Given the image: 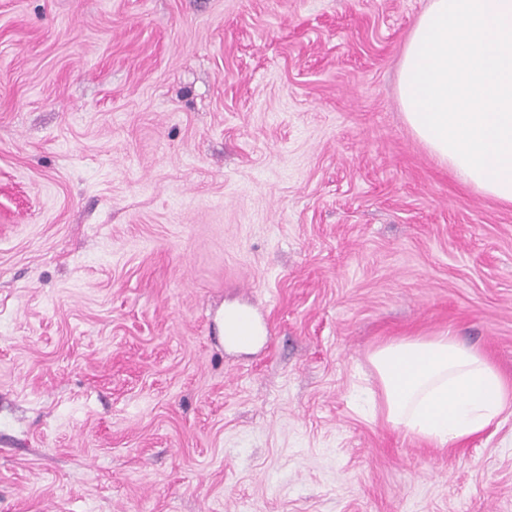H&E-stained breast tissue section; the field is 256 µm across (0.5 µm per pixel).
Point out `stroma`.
<instances>
[{"mask_svg": "<svg viewBox=\"0 0 512 512\" xmlns=\"http://www.w3.org/2000/svg\"><path fill=\"white\" fill-rule=\"evenodd\" d=\"M428 4L0 0V512H512V413L360 406L394 336L512 379V206L397 96ZM235 312H244L248 314L253 319L254 331L252 332L250 329L247 332H241L239 330V323L242 319H248L245 316H241L240 318H231L230 316ZM218 324L221 332L222 339L230 345L232 348L236 349H248L255 345H257L263 336V329L259 322L255 319V317L246 309H230L224 313L219 314L218 316ZM228 336H234L235 341L230 343V340L227 338Z\"/></svg>", "mask_w": 512, "mask_h": 512, "instance_id": "stroma-1", "label": "stroma"}]
</instances>
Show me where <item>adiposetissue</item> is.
<instances>
[{
  "label": "adipose tissue",
  "mask_w": 512,
  "mask_h": 512,
  "mask_svg": "<svg viewBox=\"0 0 512 512\" xmlns=\"http://www.w3.org/2000/svg\"><path fill=\"white\" fill-rule=\"evenodd\" d=\"M369 362L386 422L440 446L470 440L512 408V382L449 334L385 340Z\"/></svg>",
  "instance_id": "adipose-tissue-1"
}]
</instances>
